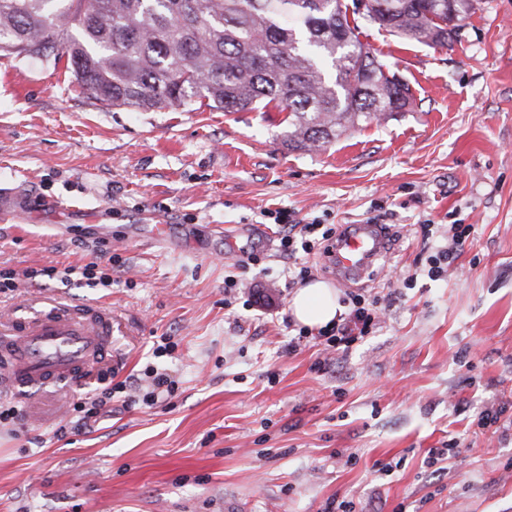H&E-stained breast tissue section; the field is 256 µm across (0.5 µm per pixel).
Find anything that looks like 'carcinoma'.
Listing matches in <instances>:
<instances>
[{"label":"carcinoma","instance_id":"obj_1","mask_svg":"<svg viewBox=\"0 0 512 512\" xmlns=\"http://www.w3.org/2000/svg\"><path fill=\"white\" fill-rule=\"evenodd\" d=\"M447 0H0V53L54 49L93 98L143 112L198 97L226 112L286 113L283 145L322 149L412 104L409 84L361 41V24L446 47ZM462 27L474 0H455Z\"/></svg>","mask_w":512,"mask_h":512}]
</instances>
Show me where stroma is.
Wrapping results in <instances>:
<instances>
[{"label":"stroma","instance_id":"35a3bbf8","mask_svg":"<svg viewBox=\"0 0 512 512\" xmlns=\"http://www.w3.org/2000/svg\"><path fill=\"white\" fill-rule=\"evenodd\" d=\"M361 39L415 101L309 153L283 145L280 112L112 107L52 58L0 54V190L15 192L0 269L112 259L111 287L44 291L110 307L114 359L12 395L24 419L0 425V512H512V429L477 425L512 415V0H476L445 47L376 27ZM277 210L327 228L382 216L369 278L334 283L342 296L410 276L381 330L343 352L289 350ZM156 224L172 246L147 238ZM453 224L473 231L431 280ZM163 335L176 347L154 356ZM149 366L176 397L117 396L54 437L79 397ZM451 439L457 458L430 464Z\"/></svg>","mask_w":512,"mask_h":512}]
</instances>
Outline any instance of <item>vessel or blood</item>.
I'll return each instance as SVG.
<instances>
[{"mask_svg": "<svg viewBox=\"0 0 512 512\" xmlns=\"http://www.w3.org/2000/svg\"><path fill=\"white\" fill-rule=\"evenodd\" d=\"M380 224L342 227L328 257L337 280L363 279L383 255ZM8 336L7 363L0 368V392L30 393L50 383L73 386L106 365L112 351V312L89 303L52 298L0 318Z\"/></svg>", "mask_w": 512, "mask_h": 512, "instance_id": "vessel-or-blood-1", "label": "vessel or blood"}]
</instances>
